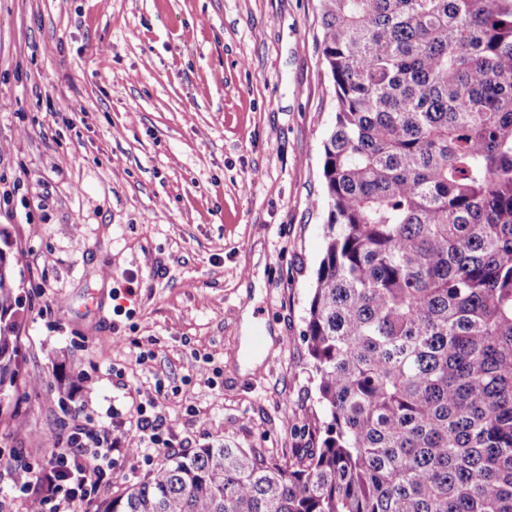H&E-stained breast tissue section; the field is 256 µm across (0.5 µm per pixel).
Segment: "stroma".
<instances>
[{
  "instance_id": "obj_1",
  "label": "stroma",
  "mask_w": 512,
  "mask_h": 512,
  "mask_svg": "<svg viewBox=\"0 0 512 512\" xmlns=\"http://www.w3.org/2000/svg\"><path fill=\"white\" fill-rule=\"evenodd\" d=\"M317 0H0V233L20 253L26 386L0 416V507L75 424L114 454L98 506L212 442L282 457L325 420L304 337L324 252L334 91ZM277 342L255 370L241 314Z\"/></svg>"
}]
</instances>
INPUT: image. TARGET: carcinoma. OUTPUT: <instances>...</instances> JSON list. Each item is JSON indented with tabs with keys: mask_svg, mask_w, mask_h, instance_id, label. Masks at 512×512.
Listing matches in <instances>:
<instances>
[{
	"mask_svg": "<svg viewBox=\"0 0 512 512\" xmlns=\"http://www.w3.org/2000/svg\"><path fill=\"white\" fill-rule=\"evenodd\" d=\"M318 2L320 446L205 444L101 512H512V0ZM18 290L0 264V403Z\"/></svg>",
	"mask_w": 512,
	"mask_h": 512,
	"instance_id": "1",
	"label": "carcinoma"
}]
</instances>
